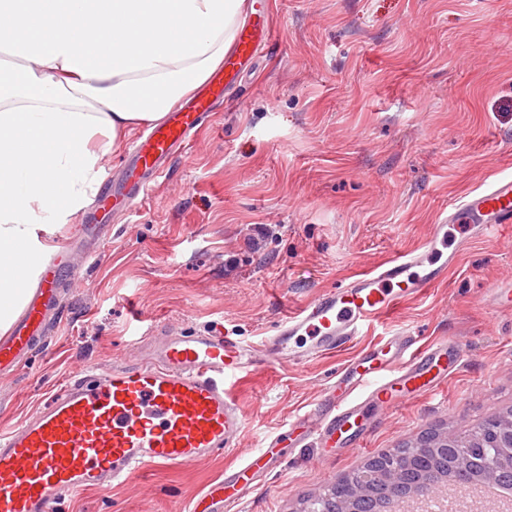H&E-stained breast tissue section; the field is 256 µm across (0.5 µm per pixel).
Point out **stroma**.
<instances>
[{"label":"stroma","instance_id":"1","mask_svg":"<svg viewBox=\"0 0 512 512\" xmlns=\"http://www.w3.org/2000/svg\"><path fill=\"white\" fill-rule=\"evenodd\" d=\"M275 43L226 93L132 210L59 291L61 323L0 374V428L59 392L78 366L136 362L138 338L221 325L255 345L319 292L419 248L450 202L512 173V0H267ZM269 233L258 248L253 227ZM446 278L365 327L347 350L255 367L230 387L240 448L150 467L60 512H189L192 501L283 430L362 350L405 330L454 336L471 355L433 395L378 411L365 448L320 445L260 472L235 512H300L304 499L425 431L465 430L512 408V227L463 236Z\"/></svg>","mask_w":512,"mask_h":512}]
</instances>
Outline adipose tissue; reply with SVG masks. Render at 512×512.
<instances>
[{
  "mask_svg": "<svg viewBox=\"0 0 512 512\" xmlns=\"http://www.w3.org/2000/svg\"><path fill=\"white\" fill-rule=\"evenodd\" d=\"M248 0H0V335L22 312L16 246L48 253L102 161L208 80Z\"/></svg>",
  "mask_w": 512,
  "mask_h": 512,
  "instance_id": "adipose-tissue-1",
  "label": "adipose tissue"
}]
</instances>
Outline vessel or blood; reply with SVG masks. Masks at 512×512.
I'll return each instance as SVG.
<instances>
[{
    "mask_svg": "<svg viewBox=\"0 0 512 512\" xmlns=\"http://www.w3.org/2000/svg\"><path fill=\"white\" fill-rule=\"evenodd\" d=\"M273 42L265 14L255 13L237 33L233 49L205 86L152 125L132 145L123 189L99 194L103 214L128 210L149 190L143 174L160 175L165 163L203 125L216 101ZM468 225L484 237L512 224V175L452 203L433 225L423 246L399 254L345 286L320 292L282 320L259 345H246L207 329L187 336L150 337L140 363L78 367L64 389L19 423L0 430V512H57L70 495L106 489L149 466L181 467L238 447L244 410L228 381L262 364L310 361L346 349L370 322L445 279L457 259L448 247V227ZM20 266L40 270L21 318L0 340V371L11 366L42 336L60 286L83 268L59 242L50 258L18 253ZM388 351L361 352L288 424L287 436L267 437L244 462L224 472L219 486L225 506L237 504L282 445L310 441L366 447L372 429L369 408L392 409L403 394L424 396L470 357L453 337L418 347L400 331Z\"/></svg>",
    "mask_w": 512,
    "mask_h": 512,
    "instance_id": "vessel-or-blood-1",
    "label": "vessel or blood"
}]
</instances>
